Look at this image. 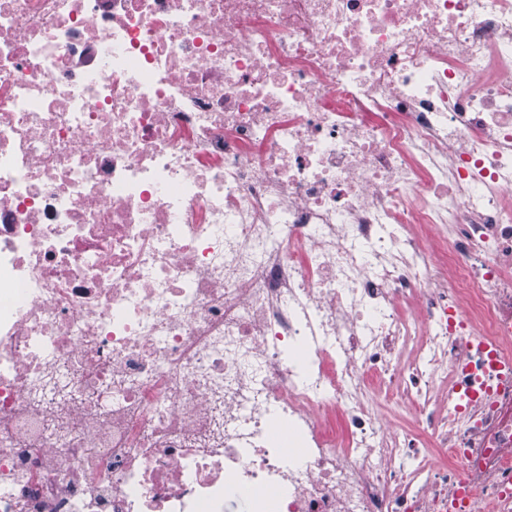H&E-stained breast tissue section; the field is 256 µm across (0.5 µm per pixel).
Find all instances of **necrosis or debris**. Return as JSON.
<instances>
[{"label":"necrosis or debris","instance_id":"necrosis-or-debris-1","mask_svg":"<svg viewBox=\"0 0 512 512\" xmlns=\"http://www.w3.org/2000/svg\"><path fill=\"white\" fill-rule=\"evenodd\" d=\"M244 495L512 512V0H0V512Z\"/></svg>","mask_w":512,"mask_h":512}]
</instances>
